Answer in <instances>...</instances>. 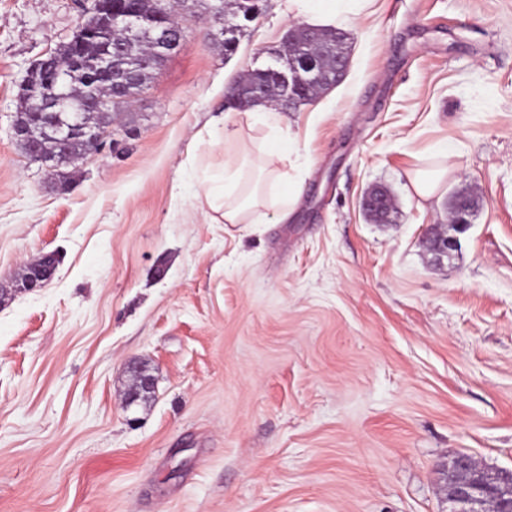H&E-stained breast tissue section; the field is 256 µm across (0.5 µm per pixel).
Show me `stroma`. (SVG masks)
Returning <instances> with one entry per match:
<instances>
[{
	"label": "stroma",
	"instance_id": "stroma-1",
	"mask_svg": "<svg viewBox=\"0 0 512 512\" xmlns=\"http://www.w3.org/2000/svg\"><path fill=\"white\" fill-rule=\"evenodd\" d=\"M206 3L62 192L11 127L87 0H0V512H448L458 455L512 468V0H370L344 81L277 112L303 195L261 224L196 195L247 128L230 85L292 18L263 0L229 54ZM460 191L478 206L438 263L422 239ZM134 363L156 388L129 406ZM443 172L438 170L418 171L413 178V188L416 194L429 198L438 188ZM383 202H385V206ZM363 206L370 217L376 219L379 223H386L392 209V198L386 189L377 187L372 189L365 197ZM58 260L54 253H46L41 258L31 263L27 269L26 285L27 290L42 288L50 282L57 271Z\"/></svg>",
	"mask_w": 512,
	"mask_h": 512
}]
</instances>
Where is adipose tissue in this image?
Masks as SVG:
<instances>
[{
  "label": "adipose tissue",
  "instance_id": "1",
  "mask_svg": "<svg viewBox=\"0 0 512 512\" xmlns=\"http://www.w3.org/2000/svg\"><path fill=\"white\" fill-rule=\"evenodd\" d=\"M369 0H288V10L308 21L328 26L359 16ZM271 107L250 109L252 125L267 127L264 146L252 153L241 145L235 156L225 158L222 173L206 178L197 194L202 212L221 214L225 223L250 224L265 207L270 181L276 180L278 166L290 152V141L272 130Z\"/></svg>",
  "mask_w": 512,
  "mask_h": 512
}]
</instances>
